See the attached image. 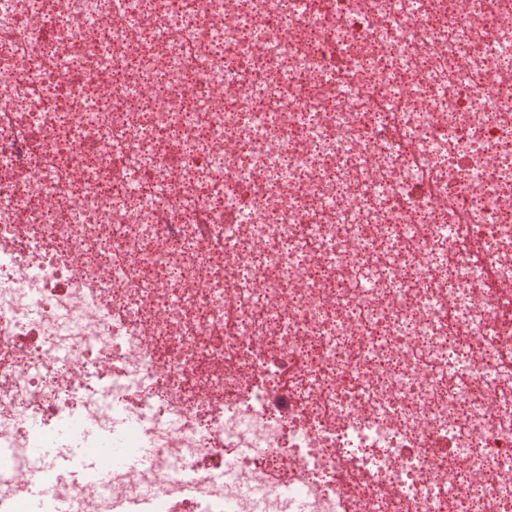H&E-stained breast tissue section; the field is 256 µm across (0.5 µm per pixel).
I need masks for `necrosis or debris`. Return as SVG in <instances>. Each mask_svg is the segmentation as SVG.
Instances as JSON below:
<instances>
[{
    "label": "necrosis or debris",
    "mask_w": 512,
    "mask_h": 512,
    "mask_svg": "<svg viewBox=\"0 0 512 512\" xmlns=\"http://www.w3.org/2000/svg\"><path fill=\"white\" fill-rule=\"evenodd\" d=\"M506 41L512 0H0V448L117 449L0 512H512Z\"/></svg>",
    "instance_id": "4bbe7bcc"
}]
</instances>
